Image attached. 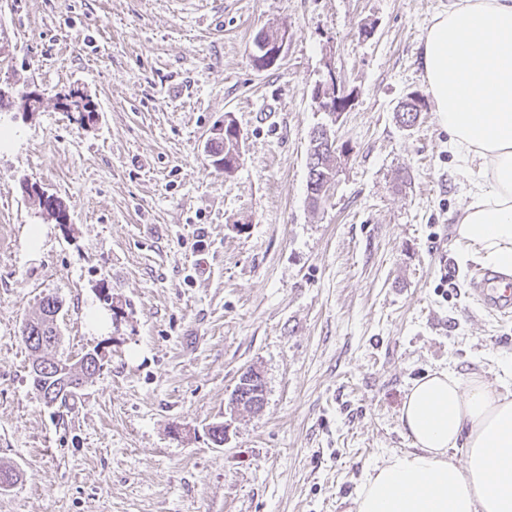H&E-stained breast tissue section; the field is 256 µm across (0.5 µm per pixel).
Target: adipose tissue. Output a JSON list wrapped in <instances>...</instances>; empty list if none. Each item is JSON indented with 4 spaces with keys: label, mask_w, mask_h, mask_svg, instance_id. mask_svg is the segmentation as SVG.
<instances>
[{
    "label": "adipose tissue",
    "mask_w": 512,
    "mask_h": 512,
    "mask_svg": "<svg viewBox=\"0 0 512 512\" xmlns=\"http://www.w3.org/2000/svg\"><path fill=\"white\" fill-rule=\"evenodd\" d=\"M419 60L448 150L476 175L457 237L512 276V0H453ZM401 423L410 446L373 467L357 512H512V391L441 370L413 385Z\"/></svg>",
    "instance_id": "adipose-tissue-1"
}]
</instances>
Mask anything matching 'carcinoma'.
Masks as SVG:
<instances>
[{
  "mask_svg": "<svg viewBox=\"0 0 512 512\" xmlns=\"http://www.w3.org/2000/svg\"><path fill=\"white\" fill-rule=\"evenodd\" d=\"M227 129L224 137L213 138L207 145V153L212 166L224 170V140L230 137H239L233 119L225 118ZM307 191L312 206H318L323 197L318 195L323 182L336 177V165L334 157L330 154L329 148L322 147V143L310 144L308 161ZM62 308V302L53 295L43 297L39 302L38 312L28 317L21 328L23 341L30 351L31 365L30 377L32 384L39 391L43 401L47 404L54 402L65 406L69 398L76 396V393L69 395L60 394V385L68 380L79 385H84L100 370L92 353H85L77 362L70 363L67 359L55 356L54 349L59 343V330L54 323V314Z\"/></svg>",
  "mask_w": 512,
  "mask_h": 512,
  "instance_id": "carcinoma-1",
  "label": "carcinoma"
}]
</instances>
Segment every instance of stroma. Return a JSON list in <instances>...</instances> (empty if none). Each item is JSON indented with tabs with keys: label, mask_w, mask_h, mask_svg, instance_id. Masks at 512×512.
I'll return each instance as SVG.
<instances>
[{
	"label": "stroma",
	"mask_w": 512,
	"mask_h": 512,
	"mask_svg": "<svg viewBox=\"0 0 512 512\" xmlns=\"http://www.w3.org/2000/svg\"><path fill=\"white\" fill-rule=\"evenodd\" d=\"M451 2L0 0V128L15 132L0 146V467L22 475L0 512H356L368 470L409 446L414 382L449 368L512 389V318L473 294L481 262L455 231L473 175L419 66ZM283 27V59L254 68L255 36ZM331 72L352 97L335 126L348 152L315 208L313 93ZM73 87L96 106L82 124L56 107ZM30 91L40 112L11 107ZM227 116L230 173L204 150ZM48 294L59 353L102 355L65 408L34 389L21 336ZM114 300L121 318L95 331ZM252 367L265 404L238 415Z\"/></svg>",
	"instance_id": "obj_1"
}]
</instances>
